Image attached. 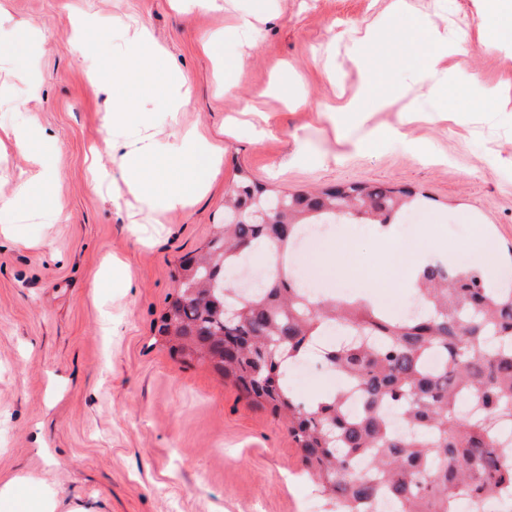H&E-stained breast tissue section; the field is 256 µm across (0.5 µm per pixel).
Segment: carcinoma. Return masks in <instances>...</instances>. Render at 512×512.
<instances>
[{
	"instance_id": "1",
	"label": "carcinoma",
	"mask_w": 512,
	"mask_h": 512,
	"mask_svg": "<svg viewBox=\"0 0 512 512\" xmlns=\"http://www.w3.org/2000/svg\"><path fill=\"white\" fill-rule=\"evenodd\" d=\"M422 206L413 189L383 184L280 194L241 170L224 223L199 254L180 260L156 333L286 418L325 502L343 512L384 500L397 512H463L485 500L512 512V468L495 452L512 430V282L492 285L476 267L427 266L414 280L426 306L412 317L362 298L313 301L290 273L307 227H386ZM259 250L272 258L268 274L225 286ZM333 324L348 340L324 359L357 389V415L339 389L302 401L286 381L287 365ZM434 354L443 357L437 370L428 366Z\"/></svg>"
}]
</instances>
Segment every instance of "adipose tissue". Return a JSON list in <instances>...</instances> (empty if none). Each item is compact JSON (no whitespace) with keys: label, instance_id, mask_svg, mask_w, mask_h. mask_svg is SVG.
I'll use <instances>...</instances> for the list:
<instances>
[{"label":"adipose tissue","instance_id":"ef3b65f1","mask_svg":"<svg viewBox=\"0 0 512 512\" xmlns=\"http://www.w3.org/2000/svg\"><path fill=\"white\" fill-rule=\"evenodd\" d=\"M478 22L485 29L491 46L500 48L512 44V0H481ZM406 0H396L394 13L388 19H375L364 29L365 39H375L381 32L405 30L413 44L424 46V53L416 58L417 81L429 97L437 102L438 118L462 120L451 102L459 88L443 74L442 64L448 56L467 49L464 35L447 37L436 26L411 19ZM113 63L124 71L129 87H147L151 96L160 100L169 120H176L179 112L190 102L187 78L171 71L157 77L159 55L147 33L126 40ZM153 117L147 112L134 111L128 95H118L115 107L104 123L107 145L112 154V165L127 188L135 195L144 210L165 213L185 208L208 187L216 171V148L186 132L173 141L161 144L150 139L129 141L135 124H150ZM52 147L44 145L40 157L43 167L38 197H31L28 182L17 184L11 198L0 199V221L17 208L33 203L47 210L52 204L54 172L51 166Z\"/></svg>","mask_w":512,"mask_h":512}]
</instances>
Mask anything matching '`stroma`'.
I'll use <instances>...</instances> for the list:
<instances>
[{"mask_svg":"<svg viewBox=\"0 0 512 512\" xmlns=\"http://www.w3.org/2000/svg\"><path fill=\"white\" fill-rule=\"evenodd\" d=\"M218 2L0 0L10 45L0 60V196L38 170L32 148L8 136L33 123L53 147L61 206L54 221L19 211L0 232V484L20 476L21 493L55 491L58 512L73 498L99 512H304L317 499L283 421L208 363L154 340L178 261L222 223L238 170L284 193L377 182L431 197L414 228L395 225L391 251L374 229L343 224L305 252L307 266L339 269L341 284L362 286L372 300L410 296V252L479 264L494 282L512 279V111L461 124L424 119L435 103L413 79L401 40H361L366 21L392 0ZM411 3L440 32H467L468 51L448 59L450 74L512 96V51L485 47L474 23L480 0ZM86 13L99 19L86 39L101 63L144 26L186 75L190 103L178 124L156 122V140L193 128L222 150L210 189L160 221L131 196L89 185L92 161L112 163L102 127L112 92L88 80L70 43ZM247 13L254 30L234 33ZM359 52L371 62L373 94L391 105L350 135L399 125L430 159L400 144L354 154L335 139L325 115L362 89L365 74L351 62ZM239 57L243 74L225 71ZM413 105L422 113L410 120ZM334 153L341 161H331ZM119 261L132 271L125 288L112 285Z\"/></svg>","mask_w":512,"mask_h":512,"instance_id":"1","label":"stroma"}]
</instances>
